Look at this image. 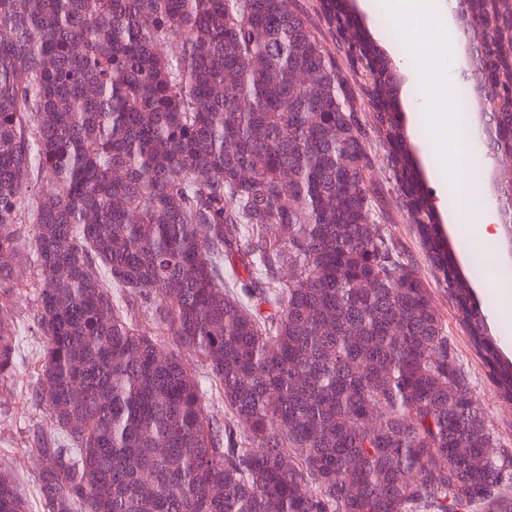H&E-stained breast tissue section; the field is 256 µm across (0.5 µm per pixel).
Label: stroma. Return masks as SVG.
<instances>
[{"mask_svg": "<svg viewBox=\"0 0 512 512\" xmlns=\"http://www.w3.org/2000/svg\"><path fill=\"white\" fill-rule=\"evenodd\" d=\"M294 4L321 45L335 59L341 76L347 80L354 94L358 122L364 134L368 156L364 180L371 204V218L380 225L395 250L418 269L430 293L431 302L445 325L448 340L455 348L469 386L483 404L496 450L512 455V401L499 397L494 381L470 346L466 330L458 319L454 299L431 267L416 227L408 220L388 161L389 148L376 132V113L359 90L357 78L346 58L344 41L335 28L329 27L319 0H294ZM348 11L361 33L372 40L397 69L398 80L392 91V100L402 113L403 132L411 146L420 184L433 202L438 220L449 241H460L461 236L450 220L447 207L442 203V198L450 191L452 182L446 170L432 166V137L427 127L413 117L414 108L420 102V87L412 82L409 74L414 59L402 36L386 33L379 15L366 11L362 0H350ZM472 291L475 300L485 310L492 333L500 337L499 347L503 356L512 359V315L508 314L498 295L488 288L486 280L473 283ZM37 345V337H23L17 373L0 384L11 394L8 402H0V424L9 425L12 429L9 439L0 440V468L10 471L16 477L19 489L29 503L30 512H44L38 488V469L34 466L20 468L17 460L32 453L26 443L29 428L35 425L45 427L49 424L45 413L36 409L30 400V391L37 377Z\"/></svg>", "mask_w": 512, "mask_h": 512, "instance_id": "35a3bbf8", "label": "stroma"}]
</instances>
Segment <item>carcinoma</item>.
Returning a JSON list of instances; mask_svg holds the SVG:
<instances>
[{
    "instance_id": "carcinoma-1",
    "label": "carcinoma",
    "mask_w": 512,
    "mask_h": 512,
    "mask_svg": "<svg viewBox=\"0 0 512 512\" xmlns=\"http://www.w3.org/2000/svg\"><path fill=\"white\" fill-rule=\"evenodd\" d=\"M457 10L487 61L512 50L507 0ZM345 44L376 56L354 27ZM299 69L313 82L294 93ZM355 74L372 102L393 83L383 67ZM484 122L512 130V111ZM378 129L512 400V361L469 282L483 272L461 275L400 117L378 113ZM485 145L503 155L512 137ZM366 165L353 97L293 0H0V296L26 275L28 177L55 182L33 201L26 253L46 512H512V457L494 451L424 282L371 221ZM497 182L507 245L512 172ZM142 316L204 372L161 352ZM20 343L0 311V381ZM215 394L247 433L206 418ZM0 512H28L2 469Z\"/></svg>"
}]
</instances>
